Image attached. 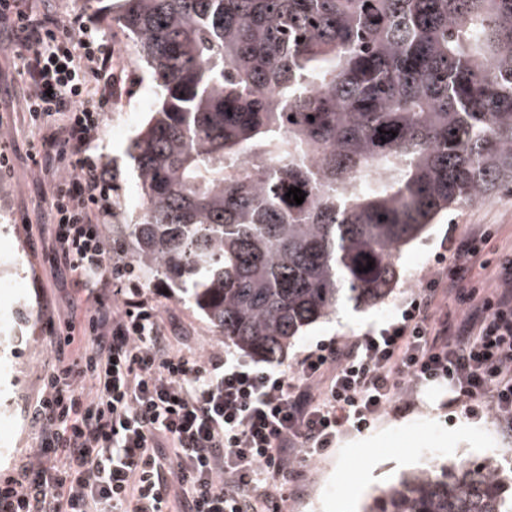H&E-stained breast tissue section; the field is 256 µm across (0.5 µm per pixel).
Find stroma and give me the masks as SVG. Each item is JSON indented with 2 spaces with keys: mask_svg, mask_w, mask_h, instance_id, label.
<instances>
[{
  "mask_svg": "<svg viewBox=\"0 0 512 512\" xmlns=\"http://www.w3.org/2000/svg\"><path fill=\"white\" fill-rule=\"evenodd\" d=\"M116 0H37L40 11L61 24L74 19L93 22L100 37L126 48L124 65L105 116L97 151L111 168L114 223L129 224L140 210L139 180L129 145L155 109L152 78L141 64L135 44L112 19ZM20 48L0 32V140L15 147L16 174L0 181V257H12L6 272L10 285L0 288V476L17 463L34 457L40 445L29 408L41 394L42 378L57 355L50 345L47 323L63 329L72 295L70 275L56 265L48 226L47 198L52 174H33L28 160L30 143L40 142L44 129L30 125L21 103L27 85L17 77ZM480 224H494L498 232L486 248L496 259L498 250L512 246V190H501L479 201L443 213L427 231L405 246L397 258L400 283L382 304L356 310L339 307L335 314L303 329L280 361L291 366L302 351L319 343L359 336L393 319L400 305L413 297L436 266L440 244L461 237ZM141 296L159 304L161 322L174 349L202 353L222 350L224 344L210 321L180 302L179 291L161 278L132 274ZM438 394L421 396L409 412L380 417L370 429L344 433L324 456L309 464L291 465L278 484L287 496L283 512H361L366 502L402 476L433 465H453L465 459L476 466L491 464L503 476L512 475L507 448L512 440L501 435L491 416L449 419Z\"/></svg>",
  "mask_w": 512,
  "mask_h": 512,
  "instance_id": "stroma-1",
  "label": "stroma"
}]
</instances>
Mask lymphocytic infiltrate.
<instances>
[{
  "label": "lymphocytic infiltrate",
  "instance_id": "obj_1",
  "mask_svg": "<svg viewBox=\"0 0 512 512\" xmlns=\"http://www.w3.org/2000/svg\"><path fill=\"white\" fill-rule=\"evenodd\" d=\"M2 26L23 48L30 124L62 119L28 159L56 174L51 232L79 313L52 335L58 358L32 408L42 445L35 464L0 479V512H252L288 462L318 459L343 431L363 432L437 385L449 412L491 415L512 438V253L494 278H469L492 267L483 251L494 225L450 239L451 263L386 326L316 346L288 369L251 366L229 349H173L105 232L112 171L94 147L118 79L112 45L34 0H0Z\"/></svg>",
  "mask_w": 512,
  "mask_h": 512
}]
</instances>
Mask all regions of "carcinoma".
I'll use <instances>...</instances> for the list:
<instances>
[{"mask_svg": "<svg viewBox=\"0 0 512 512\" xmlns=\"http://www.w3.org/2000/svg\"><path fill=\"white\" fill-rule=\"evenodd\" d=\"M118 2L157 107L112 243L250 355L383 303L439 214L512 185V0ZM363 512H512V493L460 460Z\"/></svg>", "mask_w": 512, "mask_h": 512, "instance_id": "1", "label": "carcinoma"}]
</instances>
